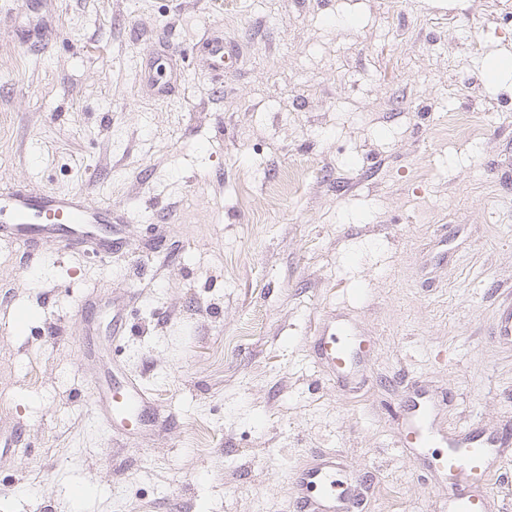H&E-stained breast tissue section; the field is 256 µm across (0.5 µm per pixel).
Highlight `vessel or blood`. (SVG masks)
<instances>
[{"label": "vessel or blood", "instance_id": "b4317fda", "mask_svg": "<svg viewBox=\"0 0 512 512\" xmlns=\"http://www.w3.org/2000/svg\"><path fill=\"white\" fill-rule=\"evenodd\" d=\"M202 46L211 69L229 68L233 49L223 38L205 39ZM117 223L115 207L95 202L82 190L69 194L0 192V238L21 242L33 251L53 241L67 250L90 244L108 255L117 244ZM311 349L341 380L364 379L370 346L349 323L329 320L312 338ZM89 404L98 423L111 433L119 430L134 435L149 423L151 397L132 380L117 389L95 388ZM396 413L403 417L418 449L427 450L428 466L447 471L452 484L448 512H492L489 496L476 483L490 474L493 457L512 445V434L446 432L436 422L437 402L422 394L397 403ZM341 471V463L333 457L299 471L294 512H360L357 488L340 480Z\"/></svg>", "mask_w": 512, "mask_h": 512}]
</instances>
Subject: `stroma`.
Here are the masks:
<instances>
[{
  "instance_id": "35a3bbf8",
  "label": "stroma",
  "mask_w": 512,
  "mask_h": 512,
  "mask_svg": "<svg viewBox=\"0 0 512 512\" xmlns=\"http://www.w3.org/2000/svg\"><path fill=\"white\" fill-rule=\"evenodd\" d=\"M10 2L0 190L87 191L125 244L30 260L0 240V433L23 431L0 512H292L295 472L333 456L363 512H446L391 407L420 388L449 431L512 427V341L490 337L512 296V72L483 74L512 57V0ZM38 24L49 45L21 43ZM210 31L237 70L208 69ZM160 45L183 56L165 102L140 84ZM461 115L471 134H449ZM334 314L372 346L365 382L310 351ZM109 369L153 397L128 440L87 403Z\"/></svg>"
}]
</instances>
